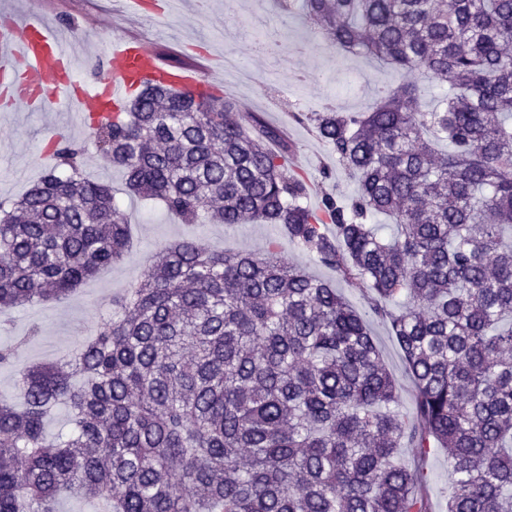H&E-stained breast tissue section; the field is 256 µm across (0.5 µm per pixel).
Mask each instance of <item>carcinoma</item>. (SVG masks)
<instances>
[{
    "mask_svg": "<svg viewBox=\"0 0 512 512\" xmlns=\"http://www.w3.org/2000/svg\"><path fill=\"white\" fill-rule=\"evenodd\" d=\"M305 17L342 51L448 85L431 111L406 84L369 112L294 114L356 196L308 206L293 146L211 87L142 84L94 142L180 223L271 224L365 289L415 417L361 314L279 238L261 254L182 238L65 356L19 372V403L0 400V512H54L62 495L111 512H430L403 448L447 454L448 512H512V0H305ZM52 147L0 219V332L130 247L85 147ZM37 333L1 342L0 369ZM59 405L71 431L49 437Z\"/></svg>",
    "mask_w": 512,
    "mask_h": 512,
    "instance_id": "carcinoma-1",
    "label": "carcinoma"
}]
</instances>
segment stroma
<instances>
[{"label": "stroma", "mask_w": 512, "mask_h": 512, "mask_svg": "<svg viewBox=\"0 0 512 512\" xmlns=\"http://www.w3.org/2000/svg\"><path fill=\"white\" fill-rule=\"evenodd\" d=\"M36 2L39 10L48 13L50 22L71 28L90 47L91 57L82 60L78 69L80 81L88 84L106 77L107 50L126 34L163 40L168 52L184 60L208 53L206 68L211 79L236 101L239 114L259 113L295 145L294 164L316 183L308 198L313 207L322 194L337 191L351 195L357 185L337 168L328 148L308 126L293 120V113L328 108L365 112L376 101V89L399 85L395 73L382 63L364 54L344 52L318 35L304 22L301 7L282 13L273 0H180L176 5L170 0H147L140 17L126 14L121 0ZM266 37L280 41V65L254 53L257 40ZM72 111L63 99L51 96L40 112L23 106L14 112H0V203L10 204L45 175L52 162L40 155L38 146L45 138L61 135L86 147L84 173L111 186L116 203L129 217L134 247L123 262L71 295L13 312L12 335H24L33 326L39 329L24 353L28 363L62 356L91 323L107 317L111 297L137 278L154 259L159 244L197 234L231 250L260 252L276 235L271 225L260 223L232 228L221 224L193 228L177 223L159 200L143 199L128 190L124 172L97 151L91 130L71 126ZM323 168L331 171V179L321 180ZM339 289L366 319L398 389L400 409L413 416L414 384L388 323L372 316L361 288L343 282ZM400 461L411 468L423 465L432 512H446L454 476L445 453L432 450L421 462L413 449L405 448Z\"/></svg>", "instance_id": "1"}]
</instances>
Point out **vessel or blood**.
Returning a JSON list of instances; mask_svg holds the SVG:
<instances>
[{
    "mask_svg": "<svg viewBox=\"0 0 512 512\" xmlns=\"http://www.w3.org/2000/svg\"><path fill=\"white\" fill-rule=\"evenodd\" d=\"M76 56L69 39L33 12L0 13V112L23 105L42 109L47 89L74 95L83 120L117 111L143 80L176 87L198 85L202 69L194 62L175 64L155 43L128 35L112 44L106 58L110 76L87 87L74 80Z\"/></svg>",
    "mask_w": 512,
    "mask_h": 512,
    "instance_id": "vessel-or-blood-1",
    "label": "vessel or blood"
}]
</instances>
